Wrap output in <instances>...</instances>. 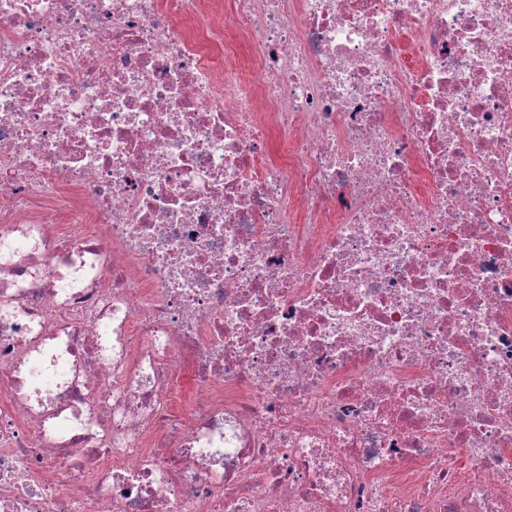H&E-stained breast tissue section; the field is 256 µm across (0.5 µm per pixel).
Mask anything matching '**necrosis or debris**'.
I'll return each instance as SVG.
<instances>
[{
    "instance_id": "necrosis-or-debris-1",
    "label": "necrosis or debris",
    "mask_w": 512,
    "mask_h": 512,
    "mask_svg": "<svg viewBox=\"0 0 512 512\" xmlns=\"http://www.w3.org/2000/svg\"><path fill=\"white\" fill-rule=\"evenodd\" d=\"M0 512H512V0H0Z\"/></svg>"
}]
</instances>
